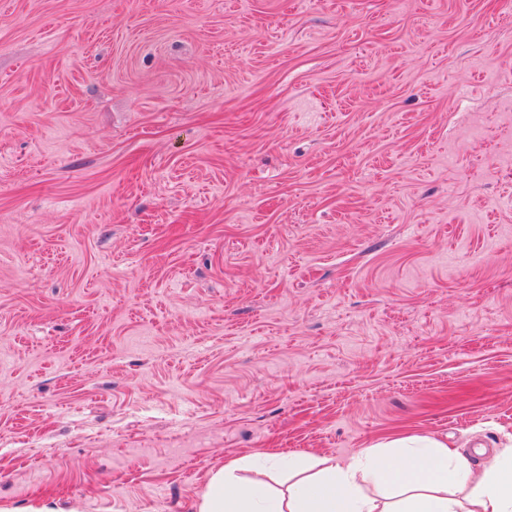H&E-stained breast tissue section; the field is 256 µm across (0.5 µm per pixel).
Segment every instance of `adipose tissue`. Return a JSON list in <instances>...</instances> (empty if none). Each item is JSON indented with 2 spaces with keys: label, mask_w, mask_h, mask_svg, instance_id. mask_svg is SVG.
Here are the masks:
<instances>
[{
  "label": "adipose tissue",
  "mask_w": 512,
  "mask_h": 512,
  "mask_svg": "<svg viewBox=\"0 0 512 512\" xmlns=\"http://www.w3.org/2000/svg\"><path fill=\"white\" fill-rule=\"evenodd\" d=\"M250 465L288 471L287 497L266 482L241 479L229 464L211 475L197 512H512V448L479 472L458 449L418 436L363 449L342 463L288 453Z\"/></svg>",
  "instance_id": "1"
}]
</instances>
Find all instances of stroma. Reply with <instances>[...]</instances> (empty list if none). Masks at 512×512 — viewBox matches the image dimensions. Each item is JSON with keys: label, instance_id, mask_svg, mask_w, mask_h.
<instances>
[{"label": "stroma", "instance_id": "stroma-1", "mask_svg": "<svg viewBox=\"0 0 512 512\" xmlns=\"http://www.w3.org/2000/svg\"><path fill=\"white\" fill-rule=\"evenodd\" d=\"M407 435L512 441V0H0V505Z\"/></svg>", "mask_w": 512, "mask_h": 512}]
</instances>
